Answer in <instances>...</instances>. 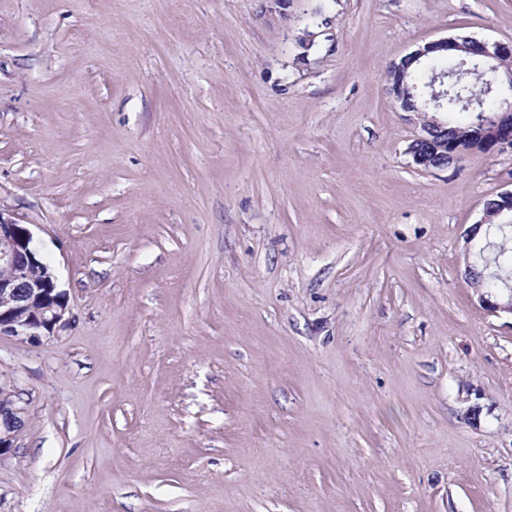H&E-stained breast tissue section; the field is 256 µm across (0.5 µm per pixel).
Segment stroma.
<instances>
[{"label":"stroma","instance_id":"1","mask_svg":"<svg viewBox=\"0 0 512 512\" xmlns=\"http://www.w3.org/2000/svg\"><path fill=\"white\" fill-rule=\"evenodd\" d=\"M271 7L0 0V213L70 319L0 337V512H512V316L463 274L512 152L417 169L387 76L512 0ZM19 401V390L11 383L0 381V457L11 453L25 425L23 408L17 406Z\"/></svg>","mask_w":512,"mask_h":512}]
</instances>
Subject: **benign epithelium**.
<instances>
[{
	"instance_id": "obj_1",
	"label": "benign epithelium",
	"mask_w": 512,
	"mask_h": 512,
	"mask_svg": "<svg viewBox=\"0 0 512 512\" xmlns=\"http://www.w3.org/2000/svg\"><path fill=\"white\" fill-rule=\"evenodd\" d=\"M449 57H476L486 70L496 75V89H512V71L502 73L500 66L512 59V42H485L469 37H446L426 43L409 53L388 70L391 91L406 112L415 111L409 101L406 78L408 68L425 57L433 55ZM448 125L434 122V126L422 125L415 142L424 145L409 154L413 163L425 171L444 169L448 164L440 158L460 160L463 155L478 151L486 154L512 152V101L504 100L491 122L478 124V129L466 139L448 140ZM489 221L488 209H482L481 218L466 234V264H471L472 242L478 228ZM39 251L33 245V232L29 225L19 224L0 215V336L18 337L37 343L46 336H55L66 325V294L58 289L57 276L49 264H40L39 275H32ZM466 279L477 295L479 304L495 314L512 315V289L505 288L493 295L485 291L483 282ZM21 393L7 382H0V457L15 448V440L25 425L23 408L17 406Z\"/></svg>"
}]
</instances>
